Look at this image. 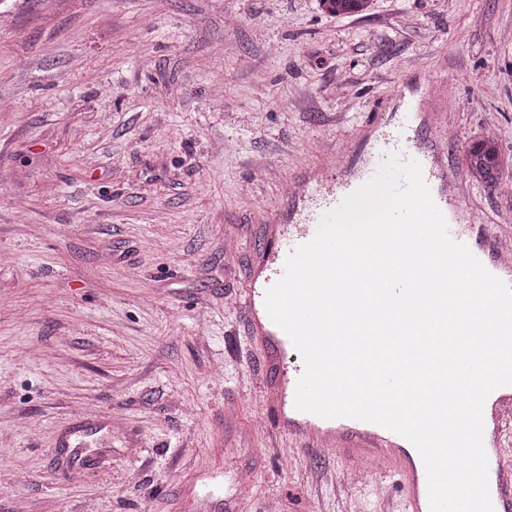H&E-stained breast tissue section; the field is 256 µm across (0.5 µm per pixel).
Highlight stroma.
Here are the masks:
<instances>
[{"mask_svg": "<svg viewBox=\"0 0 512 512\" xmlns=\"http://www.w3.org/2000/svg\"><path fill=\"white\" fill-rule=\"evenodd\" d=\"M0 512H395L267 421L246 288L280 185L399 76L448 159L494 121L512 0H0ZM119 417V430L96 429ZM372 0H319L321 8L334 16L358 15L367 11Z\"/></svg>", "mask_w": 512, "mask_h": 512, "instance_id": "1", "label": "stroma"}]
</instances>
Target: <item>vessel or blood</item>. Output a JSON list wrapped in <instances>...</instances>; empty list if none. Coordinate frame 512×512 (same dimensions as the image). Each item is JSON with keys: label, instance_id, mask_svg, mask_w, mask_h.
Returning a JSON list of instances; mask_svg holds the SVG:
<instances>
[{"label": "vessel or blood", "instance_id": "b4317fda", "mask_svg": "<svg viewBox=\"0 0 512 512\" xmlns=\"http://www.w3.org/2000/svg\"><path fill=\"white\" fill-rule=\"evenodd\" d=\"M392 99L405 108L376 113L360 135L362 142L347 161L321 166L318 176L298 180L283 205L265 213L268 241L250 280L236 299L251 336L266 349L264 388L271 399L268 420L288 436L294 450L340 449L353 461L373 460L380 470L395 472L402 486L397 512H429L428 479L414 446L400 434L380 425L352 418L324 419L298 411L293 400L303 373L302 361L289 336L270 318L265 306L267 289L284 274L288 256L316 235L322 217L348 194L369 181L391 156L417 161L432 197L445 216L453 240L464 243L485 268L512 286V229L482 223L466 204V181L452 170L443 145L439 113L422 110L395 84ZM484 446L493 512H512V385L494 390L483 407Z\"/></svg>", "mask_w": 512, "mask_h": 512}]
</instances>
